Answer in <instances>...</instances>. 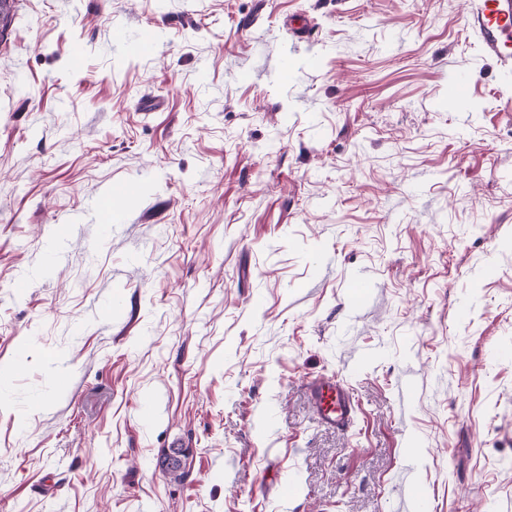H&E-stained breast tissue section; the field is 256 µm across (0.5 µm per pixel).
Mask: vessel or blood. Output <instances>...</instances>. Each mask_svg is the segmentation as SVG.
<instances>
[{"instance_id":"b4317fda","label":"vessel or blood","mask_w":512,"mask_h":512,"mask_svg":"<svg viewBox=\"0 0 512 512\" xmlns=\"http://www.w3.org/2000/svg\"><path fill=\"white\" fill-rule=\"evenodd\" d=\"M470 32L481 45L484 58L503 71H512V0H464ZM134 184H113L101 200L109 221H116L125 197L133 194ZM311 395L322 421L345 425L354 412L351 395L334 379H313Z\"/></svg>"}]
</instances>
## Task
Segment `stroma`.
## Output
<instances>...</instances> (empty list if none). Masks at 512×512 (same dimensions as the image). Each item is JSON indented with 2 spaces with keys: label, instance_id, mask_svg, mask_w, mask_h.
<instances>
[{
  "label": "stroma",
  "instance_id": "obj_1",
  "mask_svg": "<svg viewBox=\"0 0 512 512\" xmlns=\"http://www.w3.org/2000/svg\"><path fill=\"white\" fill-rule=\"evenodd\" d=\"M132 178L104 233L95 200ZM175 444L181 482L157 464ZM421 496L512 512V78L463 0H15L0 512ZM310 390L322 421L332 426H344L350 420L354 413L352 397L336 380L315 378Z\"/></svg>",
  "mask_w": 512,
  "mask_h": 512
}]
</instances>
